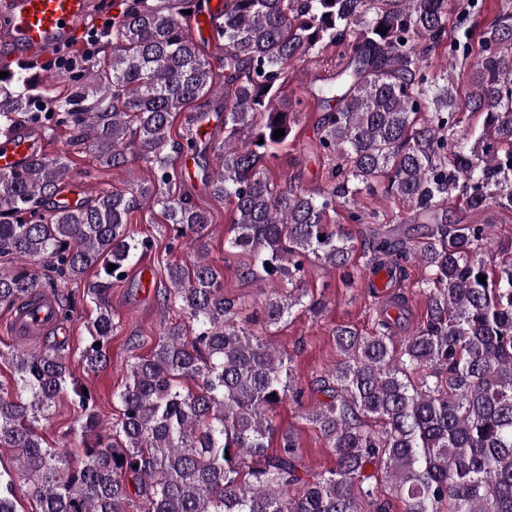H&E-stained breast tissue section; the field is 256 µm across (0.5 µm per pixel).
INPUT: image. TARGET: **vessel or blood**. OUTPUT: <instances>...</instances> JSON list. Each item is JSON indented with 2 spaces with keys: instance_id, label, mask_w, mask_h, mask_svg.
<instances>
[{
  "instance_id": "vessel-or-blood-1",
  "label": "vessel or blood",
  "mask_w": 512,
  "mask_h": 512,
  "mask_svg": "<svg viewBox=\"0 0 512 512\" xmlns=\"http://www.w3.org/2000/svg\"><path fill=\"white\" fill-rule=\"evenodd\" d=\"M92 0H0V63L36 60L70 40L92 12ZM33 148L18 136L0 143V172L18 169Z\"/></svg>"
}]
</instances>
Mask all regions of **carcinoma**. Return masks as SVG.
<instances>
[{
  "instance_id": "cac0c4a2",
  "label": "carcinoma",
  "mask_w": 512,
  "mask_h": 512,
  "mask_svg": "<svg viewBox=\"0 0 512 512\" xmlns=\"http://www.w3.org/2000/svg\"><path fill=\"white\" fill-rule=\"evenodd\" d=\"M203 15L224 42L222 87L190 31ZM447 22V0H224L208 15L204 0H112V26L92 53L0 78V132L63 127L100 166L135 158L153 177L66 204L57 200L69 170L62 154L37 150L0 172V306L37 301L49 272L83 285L97 316L80 362L96 373L110 365L112 281L151 247L128 215L160 207L171 243L196 254L166 265L165 302L187 323L170 324L150 355L128 362L112 427L74 377L67 339L0 353L13 375L12 390L0 386V451L17 461L0 470V512H17L19 485L35 512H389L381 472L405 512H512V241L494 244L488 224L448 223L459 195L475 212L512 209V12L483 34L465 98L484 128L468 146L451 143L452 75L427 72ZM327 45L339 48L338 63L331 83L312 91L327 110L314 148L340 163L323 191L278 188L269 151L287 141L299 110L275 102L288 69ZM193 102L191 129L170 139L174 114ZM211 112L224 141L212 146L217 171L201 166L202 183L235 210L228 246L250 255L245 276L280 283L266 303L271 325L325 308L300 288L306 262L350 263L351 237L325 217L362 186L387 178L388 191L430 221L418 248L373 232L368 275L384 269L395 282L408 263L423 266L427 317L398 344L386 319L367 336L333 331L340 360L316 388L326 400L304 411L335 453L326 471L304 468L292 432L269 450L270 413L286 400L303 407L304 390L224 298L222 269L205 258L209 216L171 190L183 178L171 154L205 156L198 128ZM75 310L71 295L57 296V322ZM64 391L83 416L51 446L38 429ZM72 448L83 454L77 466Z\"/></svg>"
}]
</instances>
